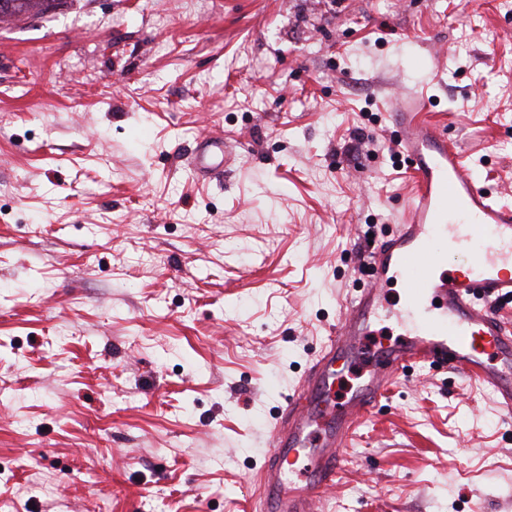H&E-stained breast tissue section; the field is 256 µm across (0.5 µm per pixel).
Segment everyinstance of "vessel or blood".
<instances>
[{"label": "vessel or blood", "instance_id": "obj_1", "mask_svg": "<svg viewBox=\"0 0 512 512\" xmlns=\"http://www.w3.org/2000/svg\"><path fill=\"white\" fill-rule=\"evenodd\" d=\"M393 113L396 146L410 162L417 186L392 239L368 258L373 283L337 320L325 347L280 409L260 469L262 512H317L335 485L356 425L390 387L424 363L452 369L491 388L512 416V330L493 312L512 299V206L479 187L457 144L423 119L425 100L411 95ZM221 137L205 138L194 158L203 174L219 173ZM465 251V269L450 270L436 241ZM399 281L405 300L386 305V288ZM399 328L393 342L369 350L366 336L380 320ZM362 373L344 399L334 387L339 362Z\"/></svg>", "mask_w": 512, "mask_h": 512}]
</instances>
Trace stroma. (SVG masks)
Listing matches in <instances>:
<instances>
[{"instance_id":"35a3bbf8","label":"stroma","mask_w":512,"mask_h":512,"mask_svg":"<svg viewBox=\"0 0 512 512\" xmlns=\"http://www.w3.org/2000/svg\"><path fill=\"white\" fill-rule=\"evenodd\" d=\"M414 92L512 205V0H64L0 25V512H259L283 398L415 186L390 118ZM323 512H512V419L417 368ZM220 152V156L219 153ZM224 163V142L221 137L209 136L205 138L199 152L194 158L196 169L203 174L221 173Z\"/></svg>"}]
</instances>
